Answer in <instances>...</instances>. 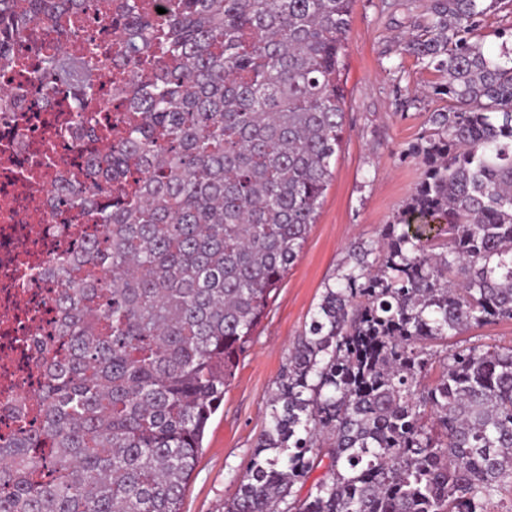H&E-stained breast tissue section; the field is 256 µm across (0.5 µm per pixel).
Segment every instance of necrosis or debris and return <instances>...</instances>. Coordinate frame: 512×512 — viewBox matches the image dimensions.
<instances>
[{"mask_svg":"<svg viewBox=\"0 0 512 512\" xmlns=\"http://www.w3.org/2000/svg\"><path fill=\"white\" fill-rule=\"evenodd\" d=\"M55 46L48 28L38 43L19 45L23 64L5 87L16 109L0 111V435L17 427L10 403L42 382L31 336L57 334L56 285L44 270L100 232L85 212L58 211L50 195L62 179L84 180V155L103 149L76 133L70 87L57 82L46 92L34 77L42 52Z\"/></svg>","mask_w":512,"mask_h":512,"instance_id":"obj_1","label":"necrosis or debris"}]
</instances>
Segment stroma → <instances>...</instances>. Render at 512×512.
<instances>
[{
    "label": "stroma",
    "instance_id": "35a3bbf8",
    "mask_svg": "<svg viewBox=\"0 0 512 512\" xmlns=\"http://www.w3.org/2000/svg\"><path fill=\"white\" fill-rule=\"evenodd\" d=\"M424 0H355L342 83L343 138L332 178L294 266L272 292L254 341L239 360L212 416L182 502V512H224L237 492L268 421L269 400L289 348L310 324L324 284L354 240L376 239L395 221L421 177L409 150L443 100L431 93L440 73L402 55Z\"/></svg>",
    "mask_w": 512,
    "mask_h": 512
}]
</instances>
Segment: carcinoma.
<instances>
[{"label": "carcinoma", "mask_w": 512, "mask_h": 512, "mask_svg": "<svg viewBox=\"0 0 512 512\" xmlns=\"http://www.w3.org/2000/svg\"><path fill=\"white\" fill-rule=\"evenodd\" d=\"M113 97L89 45L41 60L73 82L76 126L107 140L59 207L102 227L45 269L65 356L32 338L37 426L0 440V512H182L206 425L270 295L294 265L344 126L353 0H109ZM512 0H425L401 52L443 74L412 148L402 214L354 241L295 340L267 426L224 512H491L512 487V346L466 342L512 321ZM87 0H0V74L45 21L76 36ZM306 495L294 489L317 470ZM481 26L485 49L498 53L502 40L498 39L497 32L512 26V6L508 4L505 8L488 14L481 22Z\"/></svg>", "instance_id": "1"}]
</instances>
